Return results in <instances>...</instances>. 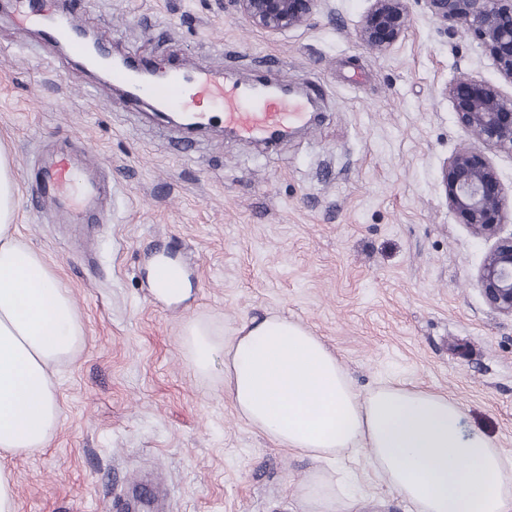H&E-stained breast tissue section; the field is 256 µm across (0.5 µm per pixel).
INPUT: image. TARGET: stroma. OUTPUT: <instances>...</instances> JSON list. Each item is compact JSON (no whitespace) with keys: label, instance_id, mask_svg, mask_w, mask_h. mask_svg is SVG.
<instances>
[{"label":"stroma","instance_id":"stroma-1","mask_svg":"<svg viewBox=\"0 0 512 512\" xmlns=\"http://www.w3.org/2000/svg\"><path fill=\"white\" fill-rule=\"evenodd\" d=\"M311 26L270 36L224 0H85L81 26L155 66L233 69L316 89L310 124L276 149L190 134L130 111L111 84L34 32L0 16V145L18 181L17 238L67 286L85 341L55 375L63 407L47 447L0 452L18 512H112L149 474L161 512H307L302 485L336 471L277 446L242 420L224 364L195 371L181 333L201 319L232 336L281 314L336 354L354 389L385 380L443 391L465 432L512 459V318L477 283L492 241L449 210L441 172L474 145L443 89L465 75L512 95L472 37L438 33L420 4L388 50H367L357 25L370 0H333ZM71 146L110 187L107 217L57 223L31 191L37 153ZM186 269L192 295L157 297L158 252ZM357 494L377 512H411L348 453Z\"/></svg>","mask_w":512,"mask_h":512}]
</instances>
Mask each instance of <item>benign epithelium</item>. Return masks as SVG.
<instances>
[{"label":"benign epithelium","instance_id":"7a95c632","mask_svg":"<svg viewBox=\"0 0 512 512\" xmlns=\"http://www.w3.org/2000/svg\"><path fill=\"white\" fill-rule=\"evenodd\" d=\"M410 0H372L358 36L363 44L385 51L408 29ZM428 18L446 36L471 34L489 54L504 79L512 83V0H420ZM224 7L253 28L275 36L310 25L332 12L330 0H224ZM458 125L485 148L512 154V97L488 82L473 78L448 83ZM442 183L448 207L477 236L493 239L478 274L487 305L512 317V232L497 174L477 149H464L448 161Z\"/></svg>","mask_w":512,"mask_h":512}]
</instances>
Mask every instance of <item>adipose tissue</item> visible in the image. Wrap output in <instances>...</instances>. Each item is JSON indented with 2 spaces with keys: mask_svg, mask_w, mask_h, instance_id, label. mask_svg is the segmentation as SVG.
<instances>
[{
  "mask_svg": "<svg viewBox=\"0 0 512 512\" xmlns=\"http://www.w3.org/2000/svg\"><path fill=\"white\" fill-rule=\"evenodd\" d=\"M18 185L0 148V449L46 447L62 409L52 375L84 337L67 288L16 238ZM183 343L198 372L224 360L237 413L277 445L318 460L362 450L414 512H512V460L480 432L463 430L446 393L382 384L361 395L327 345L302 324L270 316L224 339L188 320Z\"/></svg>",
  "mask_w": 512,
  "mask_h": 512,
  "instance_id": "ef3b65f1",
  "label": "adipose tissue"
}]
</instances>
